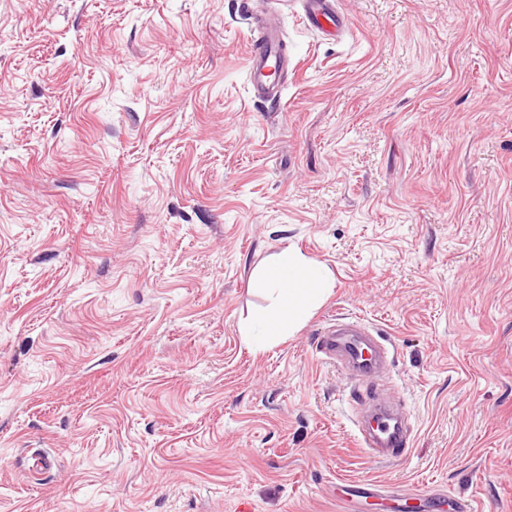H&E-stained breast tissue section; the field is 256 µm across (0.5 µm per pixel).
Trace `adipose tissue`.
I'll return each mask as SVG.
<instances>
[{
    "instance_id": "adipose-tissue-1",
    "label": "adipose tissue",
    "mask_w": 512,
    "mask_h": 512,
    "mask_svg": "<svg viewBox=\"0 0 512 512\" xmlns=\"http://www.w3.org/2000/svg\"><path fill=\"white\" fill-rule=\"evenodd\" d=\"M255 285L272 292L275 302L270 310L255 315L253 325L243 326L242 334L250 336L256 325L271 342L299 329L332 287L325 267L290 248L262 269Z\"/></svg>"
}]
</instances>
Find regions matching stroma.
Wrapping results in <instances>:
<instances>
[{"label": "stroma", "instance_id": "stroma-1", "mask_svg": "<svg viewBox=\"0 0 512 512\" xmlns=\"http://www.w3.org/2000/svg\"><path fill=\"white\" fill-rule=\"evenodd\" d=\"M256 3L274 112L238 0H0V512H512V0H338V39ZM287 247L333 291L258 348ZM348 314L394 352L393 463L318 358ZM253 0H241V13L253 26L248 49L246 77L250 96L254 102L279 105L283 92V76L293 63L283 26L251 10ZM382 415L374 417L367 424L369 415L355 417L354 440L356 446L371 458L394 462L406 457L411 450L412 436L403 427L404 419L396 411L387 407H376Z\"/></svg>", "mask_w": 512, "mask_h": 512}]
</instances>
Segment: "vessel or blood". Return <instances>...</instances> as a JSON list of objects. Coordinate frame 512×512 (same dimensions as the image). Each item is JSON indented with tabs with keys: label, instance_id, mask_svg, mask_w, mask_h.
<instances>
[{
	"label": "vessel or blood",
	"instance_id": "vessel-or-blood-1",
	"mask_svg": "<svg viewBox=\"0 0 512 512\" xmlns=\"http://www.w3.org/2000/svg\"><path fill=\"white\" fill-rule=\"evenodd\" d=\"M308 29L321 33H339L346 29V19L338 14L335 0H300ZM252 0H241V13L253 27L249 43L246 77L254 102L279 105L283 92V76L292 67L284 29L280 23L255 14ZM322 360L345 369L355 385L364 392L362 402L374 399L370 390L372 380L391 360V351L373 329L358 320H337L324 329L317 346ZM354 440L358 448L371 458L394 462L406 457L412 437L404 426L403 417L390 408H382L380 416H357L354 421Z\"/></svg>",
	"mask_w": 512,
	"mask_h": 512
}]
</instances>
